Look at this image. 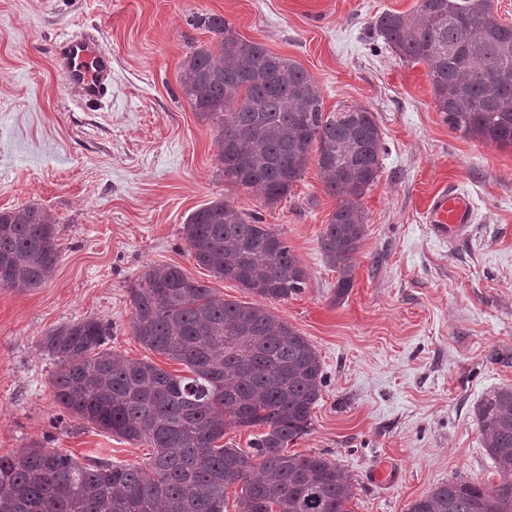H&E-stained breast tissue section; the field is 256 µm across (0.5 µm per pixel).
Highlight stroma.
Here are the masks:
<instances>
[{"mask_svg": "<svg viewBox=\"0 0 512 512\" xmlns=\"http://www.w3.org/2000/svg\"><path fill=\"white\" fill-rule=\"evenodd\" d=\"M418 0H0V210L33 203L57 220L59 262L43 288L0 287V455L43 443L85 464H145L149 449L63 414L53 330L91 317L111 324L108 350L174 374L184 365L132 333L129 290L172 264L221 299L254 302L196 264L182 227L222 198L259 212L308 272L303 293L270 310L315 347L326 375L309 435L289 453H323L356 486L350 512H407L454 476L497 481L475 410L512 386V150L465 138L438 112L424 63L400 60L375 29ZM224 17L241 37L292 59L318 83L326 111L373 112L386 151L362 206L368 231L354 284L319 237L336 208L315 165L268 206L225 180L217 127L180 90V67L213 44L202 24ZM98 37L112 91L93 106L64 91L52 46ZM465 192L475 222L442 242L428 197Z\"/></svg>", "mask_w": 512, "mask_h": 512, "instance_id": "obj_1", "label": "stroma"}]
</instances>
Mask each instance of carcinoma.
Returning a JSON list of instances; mask_svg holds the SVG:
<instances>
[{"instance_id":"1","label":"carcinoma","mask_w":512,"mask_h":512,"mask_svg":"<svg viewBox=\"0 0 512 512\" xmlns=\"http://www.w3.org/2000/svg\"><path fill=\"white\" fill-rule=\"evenodd\" d=\"M205 25L215 46L186 56L181 89L198 114L217 120L224 179L261 190L271 206L315 162L336 198L319 245L339 275L336 298L344 297L367 235L361 198L385 149L373 113L325 114L319 87L295 61L240 38L221 16ZM375 27L402 59L426 65L451 129L512 148V24L495 16L494 0H420L412 13L378 16ZM55 224L36 204L0 210V287L48 283L59 259ZM182 233L199 266L261 302L221 299L175 265L144 272L130 288L133 335L185 375L103 349L110 326L97 319L53 331L46 347L58 363L56 403L153 451L143 466L85 465L40 444L0 456V512H224L235 485L237 512H349L355 486L335 461L288 453L312 430L325 373L314 347L264 302L304 290L302 262L261 217L222 199L192 212ZM476 419L499 482L456 476L407 512H512V386L489 393ZM232 425L263 431L246 449L219 444Z\"/></svg>"}]
</instances>
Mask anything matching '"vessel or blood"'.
I'll return each mask as SVG.
<instances>
[{
	"label": "vessel or blood",
	"mask_w": 512,
	"mask_h": 512,
	"mask_svg": "<svg viewBox=\"0 0 512 512\" xmlns=\"http://www.w3.org/2000/svg\"><path fill=\"white\" fill-rule=\"evenodd\" d=\"M55 60L66 85L76 89L84 101L101 100L112 87V55L93 38H63L56 47ZM473 219L469 200L445 190L431 197L426 211L431 233L442 241L463 236Z\"/></svg>",
	"instance_id": "vessel-or-blood-1"
}]
</instances>
